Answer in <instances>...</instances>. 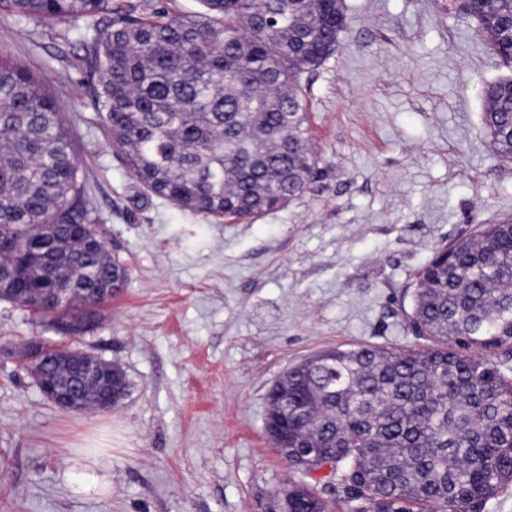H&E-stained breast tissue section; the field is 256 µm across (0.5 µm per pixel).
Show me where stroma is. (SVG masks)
Segmentation results:
<instances>
[{"label": "stroma", "mask_w": 512, "mask_h": 512, "mask_svg": "<svg viewBox=\"0 0 512 512\" xmlns=\"http://www.w3.org/2000/svg\"><path fill=\"white\" fill-rule=\"evenodd\" d=\"M346 3L340 46L310 77L323 175L248 221L146 194L96 122L76 47L0 11V54L46 76L95 230L129 273L75 342L127 375L106 412L41 395L15 355L63 337L0 301V512H274L293 474L264 428L283 371L330 347H424L403 314L416 273L437 247L512 217V162L482 124L483 89L505 71L452 0ZM92 460L109 485L79 490Z\"/></svg>", "instance_id": "stroma-1"}]
</instances>
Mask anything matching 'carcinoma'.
I'll use <instances>...</instances> for the list:
<instances>
[{
    "instance_id": "obj_1",
    "label": "carcinoma",
    "mask_w": 512,
    "mask_h": 512,
    "mask_svg": "<svg viewBox=\"0 0 512 512\" xmlns=\"http://www.w3.org/2000/svg\"><path fill=\"white\" fill-rule=\"evenodd\" d=\"M186 14L132 15L112 0H0V9L75 31L96 76L98 125L144 190L180 209L251 219L300 198L320 171L308 75L334 54L346 0H199ZM468 16L512 70V0ZM82 19L87 32L74 29ZM484 124L512 161V75L485 89ZM91 201L68 120L43 79L0 57V268L19 306L68 288L77 312L122 288L126 268L74 229ZM416 274L405 317L425 349L319 351L268 392L265 429L290 466L328 461L349 512H484L512 487V218L478 224ZM44 371L68 377L59 347ZM291 512H332L302 480Z\"/></svg>"
}]
</instances>
